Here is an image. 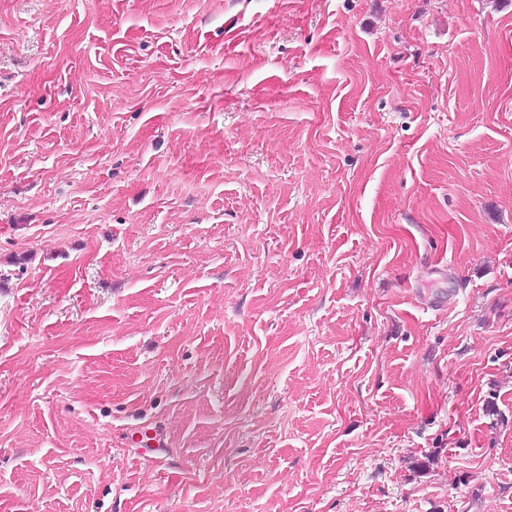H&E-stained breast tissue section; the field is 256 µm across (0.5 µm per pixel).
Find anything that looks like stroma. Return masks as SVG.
Returning <instances> with one entry per match:
<instances>
[{
	"label": "stroma",
	"mask_w": 512,
	"mask_h": 512,
	"mask_svg": "<svg viewBox=\"0 0 512 512\" xmlns=\"http://www.w3.org/2000/svg\"><path fill=\"white\" fill-rule=\"evenodd\" d=\"M0 512H512V0H0Z\"/></svg>",
	"instance_id": "1"
}]
</instances>
